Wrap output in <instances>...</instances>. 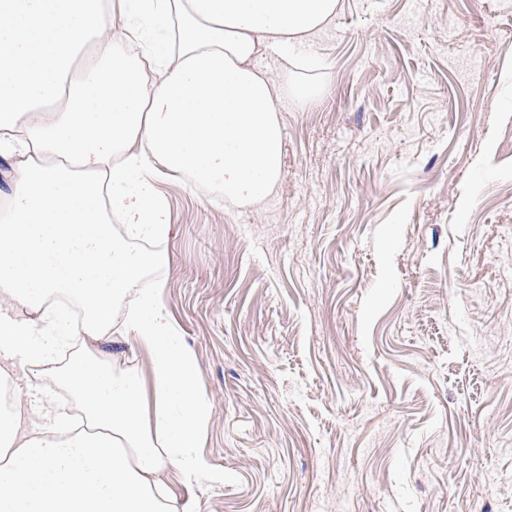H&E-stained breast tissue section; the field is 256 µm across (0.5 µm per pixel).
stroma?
<instances>
[{
	"label": "stroma",
	"mask_w": 512,
	"mask_h": 512,
	"mask_svg": "<svg viewBox=\"0 0 512 512\" xmlns=\"http://www.w3.org/2000/svg\"><path fill=\"white\" fill-rule=\"evenodd\" d=\"M233 206L157 173L212 402L192 512H512V0H340Z\"/></svg>",
	"instance_id": "35a3bbf8"
}]
</instances>
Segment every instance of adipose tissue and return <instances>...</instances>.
<instances>
[{"label":"adipose tissue","mask_w":512,"mask_h":512,"mask_svg":"<svg viewBox=\"0 0 512 512\" xmlns=\"http://www.w3.org/2000/svg\"><path fill=\"white\" fill-rule=\"evenodd\" d=\"M339 0H0V512H177L161 476L220 482L209 399L161 298L174 227L155 174L260 203L282 170L270 53L308 52ZM112 342L111 357L78 351ZM146 350L150 375L123 370ZM68 392L81 427L53 403Z\"/></svg>","instance_id":"obj_1"}]
</instances>
